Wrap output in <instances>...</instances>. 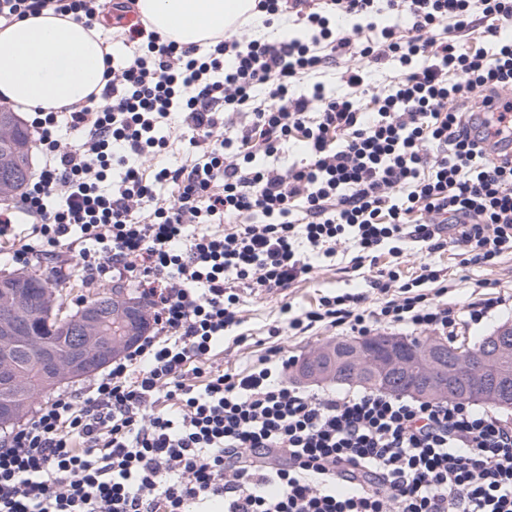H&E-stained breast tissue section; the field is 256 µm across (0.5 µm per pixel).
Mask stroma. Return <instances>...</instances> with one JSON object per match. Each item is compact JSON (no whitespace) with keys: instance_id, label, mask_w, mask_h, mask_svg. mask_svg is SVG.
I'll return each mask as SVG.
<instances>
[{"instance_id":"35a3bbf8","label":"stroma","mask_w":512,"mask_h":512,"mask_svg":"<svg viewBox=\"0 0 512 512\" xmlns=\"http://www.w3.org/2000/svg\"><path fill=\"white\" fill-rule=\"evenodd\" d=\"M350 254L337 252L332 259L326 260L315 269L307 279L295 282L291 288L272 293H243L240 301L242 323L238 330L247 337L245 344L239 345L233 336H225L223 344L216 349L215 364L223 366L225 372L243 371L250 359L261 354L264 348L274 346L283 353L303 359L311 352L336 341L335 331L318 329L310 336H292L283 332L270 335L272 327H281L285 322L282 312L284 305L293 310L302 311L317 308L320 300L326 296L346 293H369L367 269H353ZM431 262L442 269L447 276L450 291L448 304L455 311H463L474 289L485 285L489 292L512 294V255H502L491 266L464 263L460 247L448 245L434 253H426L419 244H405L401 255L388 252L380 253L377 267H399L403 278L419 275L422 262ZM371 301H380L377 293H369Z\"/></svg>"}]
</instances>
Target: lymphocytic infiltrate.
<instances>
[{
    "mask_svg": "<svg viewBox=\"0 0 512 512\" xmlns=\"http://www.w3.org/2000/svg\"><path fill=\"white\" fill-rule=\"evenodd\" d=\"M263 25L302 13L308 38L262 41L253 21L183 46L137 26L100 95L30 123L44 163L0 209L8 260L52 276L132 284L153 329L79 391L58 393L0 441V512H512V420L467 401L288 383L297 360L270 347L243 373L210 365L240 325V294L289 288L318 258L353 268L390 244L512 254V0H255ZM50 10L93 25L97 0H0V18ZM335 12L361 17L332 31ZM404 15L408 32L378 22ZM482 30L486 48L459 41ZM390 88L354 98L366 66ZM341 67L350 96L302 75ZM474 99L467 112L457 102ZM179 138L164 135L174 113ZM299 141L307 157L279 164ZM181 143L177 167L150 161ZM442 274L377 269L366 295L289 317L367 336L382 327L450 339L507 297L445 302ZM435 284L426 292V284Z\"/></svg>",
    "mask_w": 512,
    "mask_h": 512,
    "instance_id": "1",
    "label": "lymphocytic infiltrate"
}]
</instances>
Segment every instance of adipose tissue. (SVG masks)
Returning a JSON list of instances; mask_svg holds the SVG:
<instances>
[{
  "label": "adipose tissue",
  "instance_id": "1",
  "mask_svg": "<svg viewBox=\"0 0 512 512\" xmlns=\"http://www.w3.org/2000/svg\"><path fill=\"white\" fill-rule=\"evenodd\" d=\"M148 29L182 45L210 39L250 14L254 0H136ZM110 48L101 26L46 10L0 23V97L24 111H59L80 105L106 84Z\"/></svg>",
  "mask_w": 512,
  "mask_h": 512
}]
</instances>
